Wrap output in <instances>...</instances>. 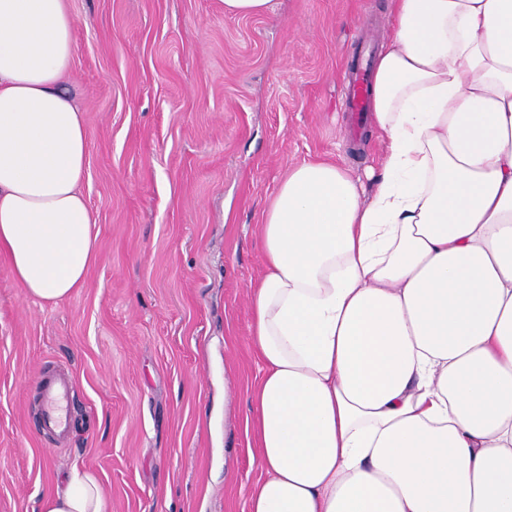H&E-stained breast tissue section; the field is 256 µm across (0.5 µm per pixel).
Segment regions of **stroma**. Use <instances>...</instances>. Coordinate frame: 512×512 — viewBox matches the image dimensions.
I'll return each mask as SVG.
<instances>
[{
  "instance_id": "1",
  "label": "stroma",
  "mask_w": 512,
  "mask_h": 512,
  "mask_svg": "<svg viewBox=\"0 0 512 512\" xmlns=\"http://www.w3.org/2000/svg\"><path fill=\"white\" fill-rule=\"evenodd\" d=\"M273 5L68 0L95 260L56 304L0 262V512H39L75 464L108 512H243L260 477L241 426L258 226L290 163L376 166L345 74L391 22L390 0ZM58 366L78 383L60 442L37 426L38 378ZM272 8V0H224V11L232 15L260 16Z\"/></svg>"
}]
</instances>
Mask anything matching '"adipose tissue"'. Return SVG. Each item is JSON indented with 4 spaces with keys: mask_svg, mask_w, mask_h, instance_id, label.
I'll return each mask as SVG.
<instances>
[{
    "mask_svg": "<svg viewBox=\"0 0 512 512\" xmlns=\"http://www.w3.org/2000/svg\"><path fill=\"white\" fill-rule=\"evenodd\" d=\"M363 185L290 164L260 226L244 512H512V0H391ZM66 0H0V260L35 300L83 287L95 218L64 85ZM40 512H106L72 466Z\"/></svg>",
    "mask_w": 512,
    "mask_h": 512,
    "instance_id": "adipose-tissue-1",
    "label": "adipose tissue"
}]
</instances>
